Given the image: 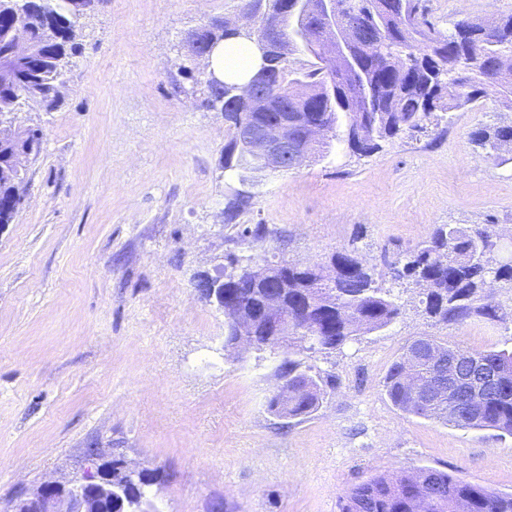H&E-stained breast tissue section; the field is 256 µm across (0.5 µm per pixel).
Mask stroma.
<instances>
[{"mask_svg": "<svg viewBox=\"0 0 512 512\" xmlns=\"http://www.w3.org/2000/svg\"><path fill=\"white\" fill-rule=\"evenodd\" d=\"M240 0H93L78 20L57 107L22 113L41 133L29 190L0 229V512L48 480L81 477L86 451L159 469L164 512H341L355 484L435 467L512 492V435L404 414L386 395L415 338L465 350L512 347L502 318L443 325L390 264L435 225L512 232V152L477 127L512 123L485 94L368 156L338 138L288 172H224L223 113L200 105L182 42L234 17ZM442 34L512 15V0H425ZM254 204L224 221L227 196ZM266 225L261 241L244 226ZM354 251L401 306L387 328L315 353L336 388L303 419L272 415L276 355L224 348L223 313L194 286L227 252L310 265ZM473 141L489 153L500 149V142L509 140L512 143V124L482 126L471 134Z\"/></svg>", "mask_w": 512, "mask_h": 512, "instance_id": "obj_1", "label": "stroma"}]
</instances>
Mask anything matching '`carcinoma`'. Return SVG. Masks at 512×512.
Instances as JSON below:
<instances>
[{
    "instance_id": "obj_1",
    "label": "carcinoma",
    "mask_w": 512,
    "mask_h": 512,
    "mask_svg": "<svg viewBox=\"0 0 512 512\" xmlns=\"http://www.w3.org/2000/svg\"><path fill=\"white\" fill-rule=\"evenodd\" d=\"M290 0H241V7L254 12L275 8L281 30L272 44L271 73L274 91L287 94L294 86H303L300 99L288 100V112H251L235 97L237 81L224 80L222 86H204L207 108L224 112L230 139L224 145V166L247 163L235 150L238 128L245 122L269 123L288 119V139L300 136V126L317 121L330 130L345 119L344 138L348 148L362 156L407 131L424 129L436 112H452L484 94L483 86L492 76L497 81L501 106L512 109V42L503 41L502 32L512 33V16L484 28L475 20H462L455 29L468 32L464 42L455 35H442L425 19L422 0H366L365 12L352 24L344 12L340 23L350 37L355 53L364 66L366 80L376 88V108L364 110L358 101L349 75L333 71L324 63L323 54L295 67L284 55L291 51L292 34L288 29ZM56 24L39 14L26 16L38 48L25 58L12 55L13 45L2 34L16 16V0H0V120L18 130L15 138L0 139V215L13 218L28 191L27 174L18 169L29 166L41 148L39 130L25 126L19 118L24 109L53 110L54 80L59 70L76 54V21L66 0H55ZM240 34L226 22H212L197 34L199 49ZM385 41L404 49L405 57H371L363 54L369 44ZM473 141L489 152L500 149V142H512V124L482 126L472 132ZM254 194L236 191L224 205L225 220L231 222L248 210ZM499 229L495 224L458 227L437 226L431 236L416 246L401 267H392L393 278L427 281L421 304L425 314L443 324L460 325L473 317L488 321L500 318L502 304L491 292L488 281L512 283V265L495 261V242ZM224 301L245 310L257 306L262 298L276 293L283 298L288 318L298 332L309 329L307 321L318 322L321 334L308 344L288 340L294 354L336 350L352 337L382 329L401 314L392 290L379 283L375 270L364 265L352 251L335 252L328 264L297 267L263 260L265 274L260 276L238 255H224ZM435 347L457 353L459 373L468 377L482 369L496 373L498 383L481 411L469 414L461 394L443 393L424 409L412 399L405 384L407 357H412L422 385L434 378V370L410 346V355H402L386 377V394L391 403L407 415L440 421L467 429H495L512 435V350L491 349L470 352L432 338ZM254 349L273 350L274 339L264 320L254 332ZM278 377L288 378V406L278 396L268 401V411L281 418L305 417L315 411L332 391L335 377L313 372L304 359L288 358L276 366ZM158 479L157 471L143 469L121 494L124 512H140L141 498ZM341 512H512V493L496 491L457 478L443 470L421 467L415 471L381 472L351 488L343 498Z\"/></svg>"
}]
</instances>
